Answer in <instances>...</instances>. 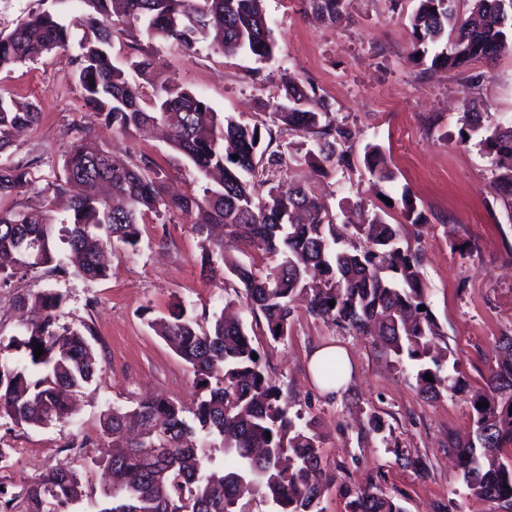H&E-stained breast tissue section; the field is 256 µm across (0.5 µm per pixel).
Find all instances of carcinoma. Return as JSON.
<instances>
[{
	"label": "carcinoma",
	"instance_id": "cac0c4a2",
	"mask_svg": "<svg viewBox=\"0 0 512 512\" xmlns=\"http://www.w3.org/2000/svg\"><path fill=\"white\" fill-rule=\"evenodd\" d=\"M87 13V31L75 58V77L84 106L124 135L146 124L162 122L170 147L198 172L217 171L220 179L202 195L168 196L164 171L146 157L133 160L78 137L65 158L64 177L44 192L70 199V222L56 229L51 209L34 215L25 207L0 206V286L22 271L73 264L86 279L107 276L103 250L116 243L135 247L139 220L181 212L195 215L201 231L224 226V239L206 253L224 264L246 293L257 325L275 341L288 336L293 302L301 297L309 314L356 333L380 339L386 353L408 363L422 396L436 400L445 393L467 394L475 412V430L465 441L448 438L460 476L468 489L512 512V335L501 336L499 356L484 385L472 390L459 373H444L451 351L439 347L443 332L428 305L427 286L418 255L403 245L404 225L359 200L340 224L320 199L296 186L283 192L275 185L286 159L302 160L315 172L325 164L350 166L345 144L351 131L336 122L331 105L296 77L285 81L287 103L275 106L261 135L233 116L218 113L198 94L171 80L156 79L152 62H129L135 75L152 83L153 98L144 101L140 85L114 65L110 55L114 27L130 37L140 31L194 47L197 36L211 38L222 52L272 55L274 40L261 0H76ZM344 0H309L321 20L336 21ZM410 16L414 53L441 46L430 69H454L474 61H491L512 50V0H471L459 18L454 0H417ZM68 28L51 12L29 14L6 35L0 34V70L34 61L53 50H66ZM31 101L0 94V199L17 195L36 182L40 157L17 162L4 157L24 129L38 124ZM468 136L478 135L490 158H512V125L480 127L464 117ZM304 138L283 151L285 132ZM238 159H233V156ZM363 165L379 181L393 171L377 145L365 148ZM267 187L258 197L255 186ZM493 188L512 208V166L495 173ZM66 244L65 251L56 241ZM250 249L262 263H245L235 252ZM335 306H329V301ZM60 294L38 295V309L20 334L0 346L22 359L0 356V417L16 425L43 426L68 413L74 399L91 382L97 360L89 325L59 322ZM152 327L191 369L197 388L208 391L191 425L182 406L162 397L147 398L131 409L107 408L100 417L109 448L91 459L103 463L111 480L102 491L99 512H248L261 497L272 512H322L324 488L333 476L324 468L321 438L314 419L291 412L292 402L253 359L247 327L220 314L209 330L196 326L178 302ZM43 346V354L34 350ZM327 382L344 375L339 359L320 369ZM431 375L428 381L425 375ZM486 402L488 406L477 407ZM367 434L392 440V428L377 413L366 416ZM218 437L225 473L211 472L215 462L205 440ZM82 496L79 474L60 467L38 482L11 493L0 490V512H69ZM349 512H406L395 497L370 482L350 493Z\"/></svg>",
	"mask_w": 512,
	"mask_h": 512
}]
</instances>
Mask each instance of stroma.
I'll return each mask as SVG.
<instances>
[{"mask_svg":"<svg viewBox=\"0 0 512 512\" xmlns=\"http://www.w3.org/2000/svg\"><path fill=\"white\" fill-rule=\"evenodd\" d=\"M417 0H345L336 22L316 21L308 0H262L275 44L271 59L226 55L208 38L194 50L147 34L129 41L115 33L114 64L148 56L154 73L201 94L221 115L264 126L274 104L283 102V81L294 76L327 99L338 122L353 132L347 145L352 165L316 174L304 162L288 161L283 185L310 188L341 218L345 199H361L385 211L391 223L407 218L401 205L410 192L422 226L408 243L418 252L430 309L445 333L458 371L472 386L483 383L496 359V342L512 333V214L492 188L493 167L476 139L462 140L461 117L469 109L483 124H512V51L493 64L431 70L414 54L409 18ZM73 45L0 70V93L35 102L40 119L23 134L15 158L40 156L42 182L63 174L68 147L87 135L108 150L130 149L161 166L170 191L201 194L207 179L165 139L143 131L123 136L88 110L80 97L69 57L79 52L84 12L63 10ZM379 145L394 173L392 181L370 176L362 159L366 145ZM205 237L191 216H148L136 247L112 248L108 276L89 281L75 269L30 271L0 288V342L18 333L22 315L16 297L34 300L44 290L62 295L60 320L88 323L101 360L66 418L44 427L17 426L0 418V484L21 489L48 471L69 466L80 475L83 495L70 512H98L105 484L102 468L86 464L105 444L100 415L106 407H130L154 393L194 410L200 397L187 365L150 327L183 302L203 329H210L229 300L244 323L251 314L234 277H204ZM269 374L281 383L322 436L321 454L336 481L324 493L323 512H347L349 490L374 480L397 496L406 512H493L494 506L463 483L448 453L449 436L465 437L474 414L463 394L422 398L407 368L387 357L372 338L341 330L297 308L284 340L263 330L251 335ZM339 344L351 358V373L336 394L323 392L308 371L315 348ZM377 412L392 427L397 447L361 431L357 421ZM411 458V465L396 459Z\"/></svg>","mask_w":512,"mask_h":512,"instance_id":"obj_1","label":"stroma"}]
</instances>
